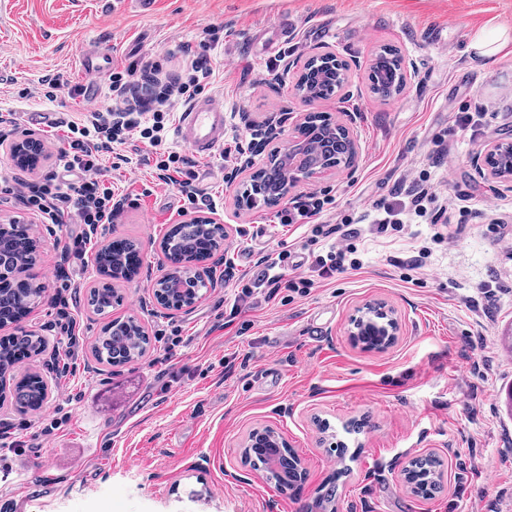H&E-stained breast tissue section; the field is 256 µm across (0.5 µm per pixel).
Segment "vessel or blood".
Returning <instances> with one entry per match:
<instances>
[{
  "instance_id": "obj_1",
  "label": "vessel or blood",
  "mask_w": 512,
  "mask_h": 512,
  "mask_svg": "<svg viewBox=\"0 0 512 512\" xmlns=\"http://www.w3.org/2000/svg\"><path fill=\"white\" fill-rule=\"evenodd\" d=\"M116 56L109 49L83 53L80 69L86 81L83 85L85 99L94 101L101 95L99 78L110 71ZM226 117L224 105L213 95L196 97L178 114L174 132L178 143L188 147L197 157L210 158L224 147Z\"/></svg>"
}]
</instances>
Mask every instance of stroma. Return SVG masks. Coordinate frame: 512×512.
<instances>
[{
	"label": "stroma",
	"mask_w": 512,
	"mask_h": 512,
	"mask_svg": "<svg viewBox=\"0 0 512 512\" xmlns=\"http://www.w3.org/2000/svg\"><path fill=\"white\" fill-rule=\"evenodd\" d=\"M341 37L315 34L319 22ZM219 31L204 40L203 29ZM512 34V0H156L142 15L116 0H0V116L34 109L75 120L86 110L66 90L82 84L81 55L91 41L111 46L116 70L156 61L182 72L183 48L210 59L206 88L227 114L224 153L196 162L198 186L212 198L209 215L224 227V245L205 265L214 281L193 305L168 311L153 288L167 268L160 243L184 223L177 188L157 187L148 166L108 170L124 207L115 223L98 225L95 248L137 239L142 263L120 281L124 297L107 314L87 306L101 277L94 259L64 267L83 293L73 311L84 339L75 376L58 379L48 360L60 334L53 304L29 309L22 329L46 347L19 370L36 369L48 385L40 412L0 404V422L38 432L41 414L64 405L68 419L41 448L0 454V512H308L338 464L321 443L317 419L357 449L351 476L339 481L337 512H512V183L479 175L472 157L494 140L512 141V55L489 61L469 51L474 33ZM413 64L402 91L382 99L368 73L381 48ZM331 52L350 63L338 96L302 102L297 67ZM65 89L44 96L43 76ZM27 89L17 97V89ZM327 112L346 122L358 145L353 169L299 180L292 199L316 193L325 206L317 223L345 219L362 229L361 266L319 277L306 248L305 223L284 224L279 207L242 208L237 197L266 154L245 166L249 126L279 112ZM469 125H462V118ZM40 139L47 154L36 169L0 165V221L30 224L38 244L34 273L47 291L61 265V243L83 233L42 223L15 196L14 179L49 170L63 135L58 128L16 131ZM438 180L430 221L378 231L375 203L409 204L419 172ZM446 236L436 239L434 224ZM425 253L422 268L406 263ZM286 254L289 277L311 288L282 296L254 287L262 258ZM253 292L241 293L244 285ZM392 308L397 341L366 350L350 338L351 320L366 305ZM138 318L151 338L141 360L113 368L91 346L109 320ZM322 328L309 337L311 322ZM182 342L165 360L171 330ZM75 402L64 404L66 394ZM268 426L300 457L307 479L296 490L250 475L240 452L249 433ZM433 453L447 467L444 489L412 495L400 471Z\"/></svg>",
	"instance_id": "35a3bbf8"
}]
</instances>
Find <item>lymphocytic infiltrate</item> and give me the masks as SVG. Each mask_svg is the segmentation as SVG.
Instances as JSON below:
<instances>
[{
    "mask_svg": "<svg viewBox=\"0 0 512 512\" xmlns=\"http://www.w3.org/2000/svg\"><path fill=\"white\" fill-rule=\"evenodd\" d=\"M158 65L142 71L126 69L112 74L111 90L115 107L90 109L76 120L62 121L64 132L55 166L75 169L81 174L72 183L58 181L55 173L36 183L24 184L20 197L29 209L40 214L45 223L109 224L114 222L119 208L113 204L112 185L103 175L102 162L112 153V146L124 143L127 136L139 134L153 149L148 164L159 183L179 186L183 209H194L208 202L204 191L194 183L189 162L163 147L165 131L176 102H189L202 93L213 74L208 59L193 61L188 75L169 76L165 94L153 89ZM359 229L342 224L335 230L316 224L311 228L310 245L327 242L326 254L316 256L315 265L322 276H330L345 267H357Z\"/></svg>",
    "mask_w": 512,
    "mask_h": 512,
    "instance_id": "obj_1",
    "label": "lymphocytic infiltrate"
}]
</instances>
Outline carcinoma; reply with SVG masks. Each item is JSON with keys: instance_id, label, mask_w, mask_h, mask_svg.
Listing matches in <instances>:
<instances>
[{"instance_id": "obj_1", "label": "carcinoma", "mask_w": 512, "mask_h": 512, "mask_svg": "<svg viewBox=\"0 0 512 512\" xmlns=\"http://www.w3.org/2000/svg\"><path fill=\"white\" fill-rule=\"evenodd\" d=\"M401 58L391 48H383L376 55L368 80L372 93L390 97L403 87ZM344 67L328 66L316 60L308 63L298 90L312 100L324 99L339 90L345 81ZM308 127L302 138L309 151L311 163L325 162L326 142L336 135L331 118L315 112L308 116ZM291 178L288 167L282 162H271L250 177L238 195V203L252 207L261 200L273 206L277 203L279 188ZM23 224H0V272L19 281V287L0 289V321L18 310L38 303L45 293V286L26 275L37 258L36 242L26 235ZM224 241V227L219 224H178L161 241V249L172 263L167 273L157 281L154 297L166 310H179L195 303L207 287L198 263L211 257ZM138 240H124V250L111 246L101 249L96 256V266L102 276L100 284L89 292L88 305L98 314L106 313L121 300L113 282L130 278L136 266L128 255H140ZM151 346L150 336L135 318L114 319L105 326L102 336L92 346L93 356L100 362L120 366L142 358ZM45 348L43 337L19 331L13 336H0V400L6 399L20 413L39 410L46 398V385L36 372L15 373L17 352L25 350L29 357L39 356ZM253 447L265 448L281 440L271 428L252 433ZM444 462L429 454L416 458L403 470V482L414 496L428 499L444 488ZM315 512H336V486H327L316 496Z\"/></svg>"}]
</instances>
